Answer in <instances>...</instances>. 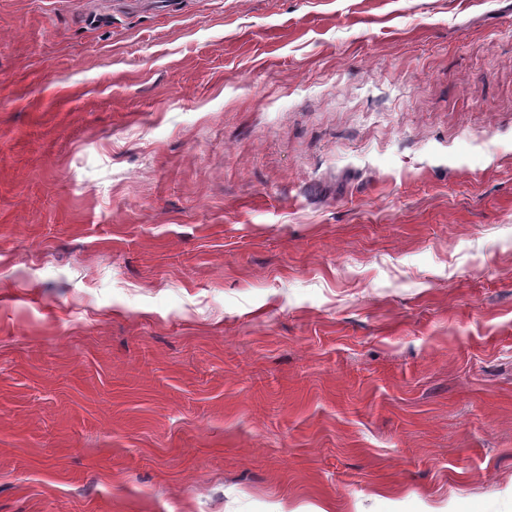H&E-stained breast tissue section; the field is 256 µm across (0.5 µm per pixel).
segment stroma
Returning a JSON list of instances; mask_svg holds the SVG:
<instances>
[{
  "label": "stroma",
  "mask_w": 512,
  "mask_h": 512,
  "mask_svg": "<svg viewBox=\"0 0 512 512\" xmlns=\"http://www.w3.org/2000/svg\"><path fill=\"white\" fill-rule=\"evenodd\" d=\"M512 512V0H0V512Z\"/></svg>",
  "instance_id": "35a3bbf8"
}]
</instances>
